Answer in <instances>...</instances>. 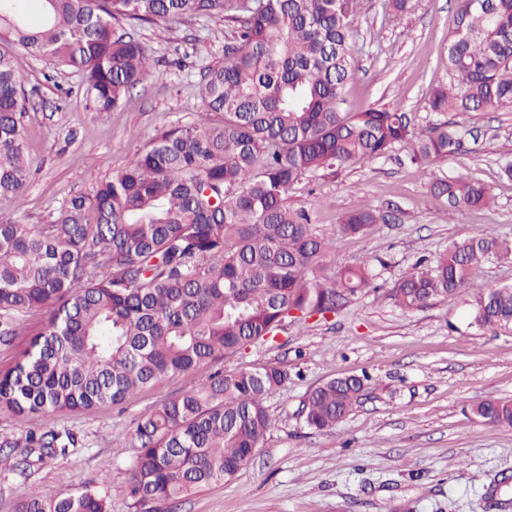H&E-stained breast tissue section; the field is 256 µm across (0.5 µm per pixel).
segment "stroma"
<instances>
[{
  "label": "stroma",
  "mask_w": 512,
  "mask_h": 512,
  "mask_svg": "<svg viewBox=\"0 0 512 512\" xmlns=\"http://www.w3.org/2000/svg\"><path fill=\"white\" fill-rule=\"evenodd\" d=\"M383 0H361L355 26L357 66L347 99L410 113L416 132L448 122L462 135L454 155L417 167L401 147L295 185L289 207L315 208L317 225L334 234L333 268L370 262L377 277L327 321H292L275 341L167 377L123 404L89 411L57 410L21 422L0 412V442L30 429L69 430L78 447L44 457L27 471L7 465L0 445V512H13L30 491L47 494L109 478L111 512H143L122 487L136 455L133 431L143 413L218 371L275 365L288 382L266 401L270 427L251 461L227 481L196 493L175 510L155 512H512V427L492 428L473 403L512 399V331L470 323L476 294L512 286V263L490 260L466 288L413 312L387 291L474 232L512 237V112H433L430 91L447 85L448 36L458 0H409L405 13L385 14ZM154 75L112 112L85 106L81 78L69 68L26 57V121L31 176L20 196H0V218L52 223L71 198L125 168L162 132L200 119V85L223 65L231 29L223 16H186L142 24ZM471 176L494 201L478 211L449 212L435 197L438 179ZM377 209L386 220L362 235H335L343 213ZM341 374L368 375L365 395L335 427L306 426L302 403L315 385Z\"/></svg>",
  "instance_id": "1"
}]
</instances>
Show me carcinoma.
<instances>
[{
	"mask_svg": "<svg viewBox=\"0 0 512 512\" xmlns=\"http://www.w3.org/2000/svg\"><path fill=\"white\" fill-rule=\"evenodd\" d=\"M358 8L359 0H0V196L19 194L30 175L22 56L80 73L88 108L110 112L153 77L147 49L119 20L222 15L232 28L224 64L200 86L203 111L221 122L163 132L50 224L0 219V348L16 346L26 313L46 314L0 369V411L24 421L119 404L277 335L290 318L324 319L371 287L367 263L327 268L333 240L311 210L288 206L289 190L397 145L422 165L456 153L462 138L446 124L418 136L406 112L351 111ZM491 10L459 0L448 38L453 82L432 91V111L512 112V0H492ZM433 191L450 211L492 200L490 186L468 176ZM380 219L350 211L336 232L363 234ZM489 258L511 261L512 239L476 232L455 241L433 262L418 259L387 297L404 311L423 309L464 288ZM470 318L479 328H512V286L477 295ZM287 381L276 366L216 373L142 414L124 491L140 505H175L233 477L268 430L266 399ZM367 382L347 375L312 388L307 425L335 426ZM471 410L491 427L512 426V400ZM77 445L73 432L54 429L0 442L28 466ZM109 498L88 485L31 494L14 512H110Z\"/></svg>",
	"mask_w": 512,
	"mask_h": 512,
	"instance_id": "1",
	"label": "carcinoma"
}]
</instances>
